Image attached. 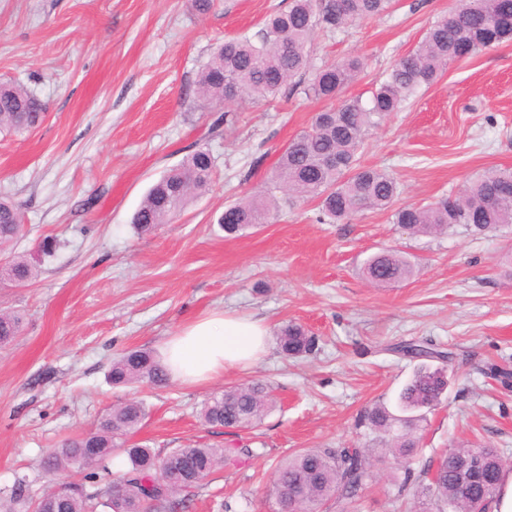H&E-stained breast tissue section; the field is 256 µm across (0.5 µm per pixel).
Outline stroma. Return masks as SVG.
<instances>
[{
	"mask_svg": "<svg viewBox=\"0 0 512 512\" xmlns=\"http://www.w3.org/2000/svg\"><path fill=\"white\" fill-rule=\"evenodd\" d=\"M289 0H0V81L46 106L40 125L0 133V197L21 205L24 232L11 250L36 262L23 285L0 280V310L23 318L0 347V495L26 480L48 484L42 459L93 430L113 405L142 401L148 415L128 437L164 454L195 442L247 446L195 489L189 512H277L268 495L277 462L305 448H369L358 417L395 404L418 360L399 351L429 342L448 354V391L427 412L412 465L370 456L372 479L323 512H419L406 471L435 468L449 448L496 449L512 477V226L481 234L457 226L413 235L389 213L338 224L316 203L283 210L237 238L217 224L225 207L262 189L278 157L309 129L323 102L281 94L273 105L197 97L200 68L224 40L254 35ZM455 0H396L379 18L329 34L315 30L313 66L356 56L366 67L341 99L369 98L374 82L414 50ZM232 111L220 137L215 118ZM215 159L209 189L169 223L137 234L131 219L149 187L198 148ZM362 165L387 170L399 204L456 195L466 181L512 168V42L451 64L438 81L370 132ZM383 249L417 263L410 279L378 287L361 274ZM289 322L319 340L287 358L277 341L251 367L203 386L116 387L114 358L157 351L211 311ZM262 380L276 405L258 426L203 425V403L224 387Z\"/></svg>",
	"mask_w": 512,
	"mask_h": 512,
	"instance_id": "35a3bbf8",
	"label": "stroma"
}]
</instances>
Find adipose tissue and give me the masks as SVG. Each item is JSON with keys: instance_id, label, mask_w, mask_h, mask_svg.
I'll list each match as a JSON object with an SVG mask.
<instances>
[{"instance_id": "obj_1", "label": "adipose tissue", "mask_w": 512, "mask_h": 512, "mask_svg": "<svg viewBox=\"0 0 512 512\" xmlns=\"http://www.w3.org/2000/svg\"><path fill=\"white\" fill-rule=\"evenodd\" d=\"M267 337L262 320L213 311L169 336L158 359L171 380L195 386L256 362L267 350Z\"/></svg>"}]
</instances>
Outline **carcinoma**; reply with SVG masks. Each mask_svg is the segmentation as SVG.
<instances>
[{
	"instance_id": "obj_1",
	"label": "carcinoma",
	"mask_w": 512,
	"mask_h": 512,
	"mask_svg": "<svg viewBox=\"0 0 512 512\" xmlns=\"http://www.w3.org/2000/svg\"><path fill=\"white\" fill-rule=\"evenodd\" d=\"M393 0H290L288 7L271 13L256 37L241 36L224 41L211 54L198 74L196 94L205 101L267 104L288 86L317 100H332L364 71L358 57H347L311 69L308 43L318 27L339 31L389 11ZM512 40V0H459L427 29L417 48L400 58L379 80L368 100L353 98L338 107L318 112L309 130L291 141L282 153L270 185L224 209L217 223L228 236H239L264 223L281 206L293 208L317 203L319 221L335 224L355 214L392 211L393 223L413 234H437L455 225L474 232L495 230L512 224V169L480 175L469 180L453 198L427 205L396 208L398 183L387 171L365 167L359 153L365 136L385 116L397 112L420 90L431 86L448 63L462 61L478 52ZM44 104L18 84L0 82V133H22L38 126ZM215 159L200 148L168 169L149 189L133 215L132 224L141 235L169 222L187 204L191 195L209 188ZM282 196H277V193ZM19 208L0 201V250L7 249L22 233ZM414 263L403 252L386 249L369 256L362 275L383 286L413 276ZM0 275L23 283L35 276V266L15 256ZM20 318L0 314V344L10 342L19 331ZM277 339L287 357L314 352L316 338L296 323L282 326ZM401 352L416 358L447 359L433 345L409 344ZM109 379L115 386L147 384L163 387L167 374L152 352L129 350L112 362ZM448 390L445 365L422 364L398 394L393 413L384 403L365 409L361 425L373 434L382 450L411 458L417 454L418 423L423 411L440 404ZM274 398L267 384L252 381L233 385L210 397L200 410L206 426L251 428L261 423ZM147 417L140 401L112 406L94 430L66 440L44 461L50 474L73 472L96 481L109 474L115 451L122 452L128 468L119 481L89 492L82 483L51 487L32 503L33 512H184L189 493L200 482L230 463L231 454L208 444L174 448L161 456L141 445L127 444V437ZM474 451L485 467L468 474L467 487L459 482L463 454ZM457 448L444 456L429 482L418 492L421 512H466L478 503L483 512L497 502L504 485V468L493 448ZM371 479L366 448H309L287 456L277 467L272 493L278 509L319 512L330 498H351ZM28 484L19 480L9 500L0 501V512H14L24 504Z\"/></svg>"
}]
</instances>
